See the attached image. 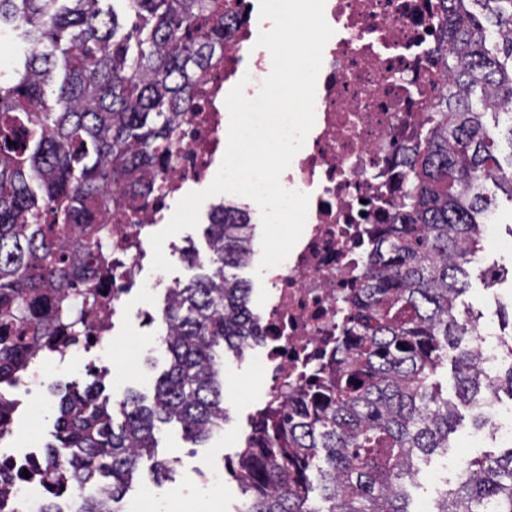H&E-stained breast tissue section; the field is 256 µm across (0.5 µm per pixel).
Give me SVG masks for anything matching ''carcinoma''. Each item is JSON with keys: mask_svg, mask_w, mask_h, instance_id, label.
<instances>
[{"mask_svg": "<svg viewBox=\"0 0 512 512\" xmlns=\"http://www.w3.org/2000/svg\"><path fill=\"white\" fill-rule=\"evenodd\" d=\"M122 2L135 22L120 35L113 0H0V31L11 28L24 50L12 78L0 77V328L51 344L71 328V302L94 303L87 277L112 279L102 258L112 214L152 191L224 38L221 0ZM443 2L442 92L424 111L404 201L351 303L336 384L316 414L295 408L246 449L239 512H412L415 461L448 447L456 423L457 405L430 382L447 350L457 351L464 401L502 383L512 390V369L480 375L474 324L456 307L464 266L498 223L496 191L512 201V152L505 166L497 155L503 117L512 149V0ZM251 229L210 216L209 272L162 308L170 364L152 402L127 394L116 427L92 387L69 390L45 471L80 492L103 484L118 501L157 425L175 421L194 442L224 427L219 350L256 337L250 288L232 273L249 262ZM73 230L77 258L63 247ZM24 361L16 338L0 342V384ZM432 512H512V448L466 460Z\"/></svg>", "mask_w": 512, "mask_h": 512, "instance_id": "cac0c4a2", "label": "carcinoma"}]
</instances>
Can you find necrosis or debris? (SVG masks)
Masks as SVG:
<instances>
[{
	"mask_svg": "<svg viewBox=\"0 0 512 512\" xmlns=\"http://www.w3.org/2000/svg\"><path fill=\"white\" fill-rule=\"evenodd\" d=\"M224 48L203 77L195 109L179 128L172 155L158 166L152 194L112 218V283L107 314L84 315L79 347L106 363L119 316L129 332L151 320L148 307L130 312L133 290L149 292L142 277L144 234L170 213L189 183L209 179L224 152L227 84L246 66L261 68L255 42L270 24L260 0H228ZM441 0H325L334 34L323 52L315 95V124L281 183L308 194L300 240L287 259L265 270L268 310L245 359L260 365L265 401L256 422H280L294 406L313 405L336 377L344 298L361 294L380 225L404 199V177L421 137L422 113L442 82L435 69ZM22 399L0 390V512H40L48 480L33 443L37 425L17 428Z\"/></svg>",
	"mask_w": 512,
	"mask_h": 512,
	"instance_id": "obj_1",
	"label": "necrosis or debris"
}]
</instances>
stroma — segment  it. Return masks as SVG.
I'll return each mask as SVG.
<instances>
[{
    "instance_id": "obj_1",
    "label": "stroma",
    "mask_w": 512,
    "mask_h": 512,
    "mask_svg": "<svg viewBox=\"0 0 512 512\" xmlns=\"http://www.w3.org/2000/svg\"><path fill=\"white\" fill-rule=\"evenodd\" d=\"M208 206H201L199 222L195 229H186L166 239L163 251L172 264L171 272L165 273L166 283H187L195 274L193 268L183 261L181 249L195 247L205 251L206 240L203 230L208 222ZM496 269L500 275V293L512 294V227L498 225L496 235L483 239L478 260L469 265L470 291L463 297L459 308L471 312L478 322H493L498 337H505L504 321L512 322V305L498 310L486 302V288L482 274L486 269ZM164 328L155 323L137 331L140 351L131 354L121 345H113L112 361L117 369L114 374L104 377V394L111 406H118L128 391L152 395L158 376L168 367L169 359L162 343ZM224 371V405L229 419L224 425L223 437H211L203 443L186 440L181 429L174 424L163 426L158 434L157 457L172 463V472L162 484L163 489H178V496L158 499L157 512H235L242 494L239 484L224 468L225 456H237L243 441L250 431L249 416L262 401L259 392L252 390L254 371L251 365L237 358L232 352H225L220 360ZM499 412L487 417L478 407L462 408L455 431L449 436L447 451L436 453L420 461V472L412 490L413 506L434 503L445 490L443 479L451 457L459 455L472 458L484 452L501 454L512 447L504 429L512 425V396L506 392L496 394ZM213 468L219 483L216 488L200 489L192 480L191 470L201 463Z\"/></svg>"
}]
</instances>
